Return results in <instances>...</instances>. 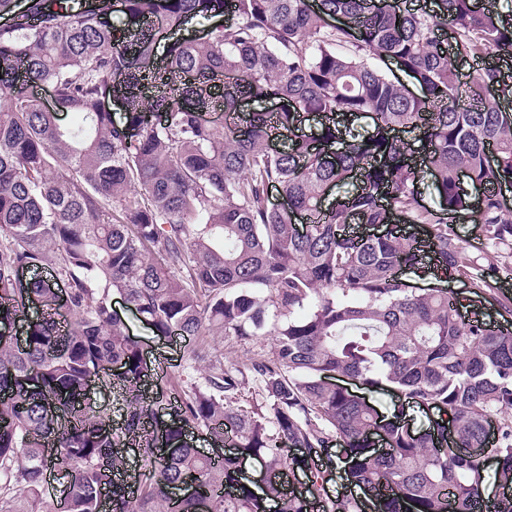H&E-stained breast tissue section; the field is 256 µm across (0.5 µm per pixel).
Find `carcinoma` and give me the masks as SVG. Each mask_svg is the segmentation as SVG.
Returning a JSON list of instances; mask_svg holds the SVG:
<instances>
[{"instance_id": "1", "label": "carcinoma", "mask_w": 512, "mask_h": 512, "mask_svg": "<svg viewBox=\"0 0 512 512\" xmlns=\"http://www.w3.org/2000/svg\"><path fill=\"white\" fill-rule=\"evenodd\" d=\"M0 15V500L38 491L51 451L69 512H105L103 488L111 512L202 500L211 512H483L490 462V512H512V331L462 316L448 288L465 280L512 310L500 293L512 269L466 258L455 229L512 246L511 21L476 0L434 13L373 0H26L19 12L0 0ZM32 84L50 86L53 108ZM252 100L280 108L243 127L201 119ZM398 131L417 134L419 157ZM426 175L432 209L417 200ZM277 187L286 208L270 201ZM43 266L66 286L71 326L53 283L19 279ZM403 266L425 270L427 287L398 277ZM114 291L156 335L198 339L195 371L215 333L271 336L272 353L149 390ZM34 300L45 311L29 320ZM92 375L123 401L108 434L109 414L82 404ZM337 375L427 425L381 416ZM251 381L262 401L235 407ZM190 428L228 446L220 465ZM131 446L135 496L112 479L114 449ZM250 459L269 474L258 494ZM338 469L353 492L332 497Z\"/></svg>"}]
</instances>
